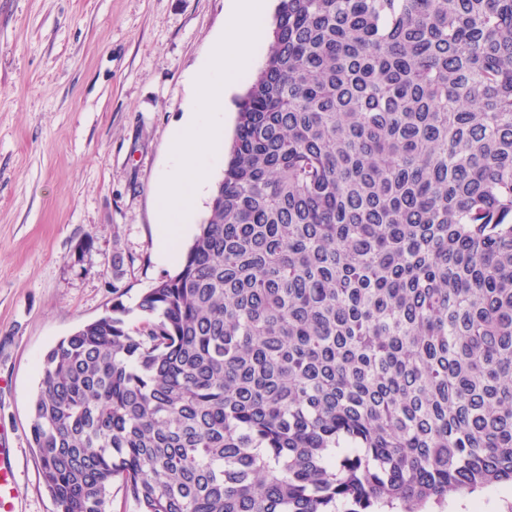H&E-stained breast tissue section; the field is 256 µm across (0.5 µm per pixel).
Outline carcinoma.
I'll list each match as a JSON object with an SVG mask.
<instances>
[{
	"label": "carcinoma",
	"mask_w": 512,
	"mask_h": 512,
	"mask_svg": "<svg viewBox=\"0 0 512 512\" xmlns=\"http://www.w3.org/2000/svg\"><path fill=\"white\" fill-rule=\"evenodd\" d=\"M45 355L56 512H443L512 483V0H278L178 272ZM270 40H271V37L269 38L267 45L265 47H263L258 52L251 70L249 71V73L246 75V77L244 79L243 87L241 88L240 92L233 99V102L235 104V109H234V112L229 113V117H228V123H227V128H226V153L229 149V146H230V143H231V140L233 137V133H234L235 124H236V117H237V111H238L237 101L246 91V88H247L249 82L251 81L252 77L255 75V73L259 70V68L264 63Z\"/></svg>",
	"instance_id": "obj_1"
}]
</instances>
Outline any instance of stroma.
<instances>
[{
  "mask_svg": "<svg viewBox=\"0 0 512 512\" xmlns=\"http://www.w3.org/2000/svg\"><path fill=\"white\" fill-rule=\"evenodd\" d=\"M230 0H0V446L20 512H54L29 401L51 346L178 263L155 248L153 184L187 76Z\"/></svg>",
  "mask_w": 512,
  "mask_h": 512,
  "instance_id": "obj_1",
  "label": "stroma"
}]
</instances>
